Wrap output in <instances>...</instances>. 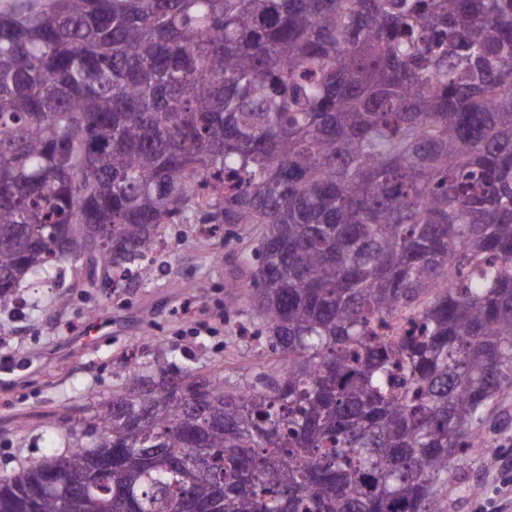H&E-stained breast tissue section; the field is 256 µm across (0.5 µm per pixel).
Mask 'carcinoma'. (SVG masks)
I'll return each mask as SVG.
<instances>
[{
    "label": "carcinoma",
    "mask_w": 512,
    "mask_h": 512,
    "mask_svg": "<svg viewBox=\"0 0 512 512\" xmlns=\"http://www.w3.org/2000/svg\"><path fill=\"white\" fill-rule=\"evenodd\" d=\"M194 206L261 225L227 306L287 365L122 367L0 512H430L512 389V0L0 12V308L148 279Z\"/></svg>",
    "instance_id": "cac0c4a2"
}]
</instances>
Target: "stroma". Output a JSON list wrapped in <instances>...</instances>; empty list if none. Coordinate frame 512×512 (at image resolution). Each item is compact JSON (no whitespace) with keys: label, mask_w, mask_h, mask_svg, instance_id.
<instances>
[{"label":"stroma","mask_w":512,"mask_h":512,"mask_svg":"<svg viewBox=\"0 0 512 512\" xmlns=\"http://www.w3.org/2000/svg\"><path fill=\"white\" fill-rule=\"evenodd\" d=\"M259 227L224 224L206 232L197 218L166 225L149 280L125 288L79 287V275L38 290L20 286L16 308L0 309V367L21 371L0 387V475L57 454L76 422H90L113 391L127 357L163 355L173 367L240 380L247 369L282 365L278 350L243 335L224 310L226 285L252 258ZM67 294L65 307L56 298ZM105 324L93 342V321ZM500 452L493 461L457 459L454 484L440 488L435 512H482L512 469V392L486 423Z\"/></svg>","instance_id":"obj_1"}]
</instances>
